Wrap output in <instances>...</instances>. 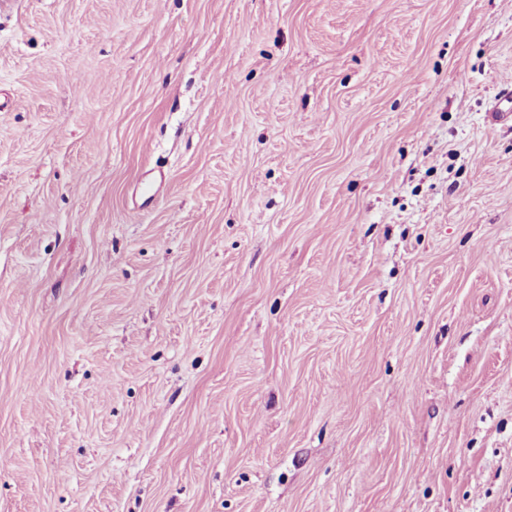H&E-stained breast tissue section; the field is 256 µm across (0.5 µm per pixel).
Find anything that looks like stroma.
Masks as SVG:
<instances>
[{"label": "stroma", "mask_w": 512, "mask_h": 512, "mask_svg": "<svg viewBox=\"0 0 512 512\" xmlns=\"http://www.w3.org/2000/svg\"><path fill=\"white\" fill-rule=\"evenodd\" d=\"M509 96L512 0H0V512H512Z\"/></svg>", "instance_id": "35a3bbf8"}]
</instances>
